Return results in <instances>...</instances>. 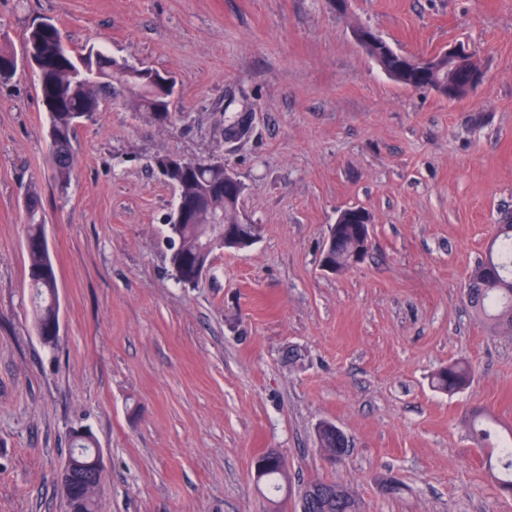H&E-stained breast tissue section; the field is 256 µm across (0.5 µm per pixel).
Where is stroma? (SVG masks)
Returning a JSON list of instances; mask_svg holds the SVG:
<instances>
[{"mask_svg": "<svg viewBox=\"0 0 512 512\" xmlns=\"http://www.w3.org/2000/svg\"><path fill=\"white\" fill-rule=\"evenodd\" d=\"M45 19L175 87L166 123L102 100L62 189L36 74L0 83V512H67L56 475L75 427L103 457L97 512H265L253 461L269 448L288 462L283 512L329 475L364 512H512L467 423L480 406L512 427V336L465 297L512 215V0H0V47L22 54ZM359 26L410 54L469 44L485 80L456 101L404 87ZM234 115L247 131L228 141ZM166 155L223 159L258 227L192 288L165 247ZM31 186L59 289L52 350L26 288ZM348 207L372 246L329 274L323 240ZM454 361L472 383L437 390ZM324 420L350 440L336 469Z\"/></svg>", "mask_w": 512, "mask_h": 512, "instance_id": "35a3bbf8", "label": "stroma"}]
</instances>
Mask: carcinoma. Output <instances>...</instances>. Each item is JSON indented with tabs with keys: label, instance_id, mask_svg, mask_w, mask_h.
Instances as JSON below:
<instances>
[{
	"label": "carcinoma",
	"instance_id": "cac0c4a2",
	"mask_svg": "<svg viewBox=\"0 0 512 512\" xmlns=\"http://www.w3.org/2000/svg\"><path fill=\"white\" fill-rule=\"evenodd\" d=\"M33 44L39 61V92L48 111L50 128L59 136L58 146L52 154L54 179L62 189L70 182L73 171L72 139L76 126L97 117L103 98L116 103L129 101L143 112H150L159 121L170 117L171 95L155 96L134 85L121 90L123 76L112 74L105 83L93 75L81 76L79 72L97 58L100 70H113L114 59L97 52L74 56L63 46V36L58 27H31L25 44ZM365 52L380 68L398 83L415 89L429 85H442L448 81V59L440 56L436 69L424 72L413 68L404 70L409 55L391 47L382 38L367 44ZM177 188L176 203L183 206L185 218L181 224L168 225L169 239L176 241L178 250L171 251L169 265L178 272L176 281L185 284L193 275L195 262L201 256V248L209 227L213 224H235L238 221L240 198L224 195V168L210 165L205 160H188L180 179L168 177ZM28 230L25 253L28 269V285L32 295L33 315L38 335L48 347L57 343V335L50 319L52 301L56 299L57 275L52 262L44 225L39 220L40 201L36 192L28 193L25 200ZM356 224H341L337 228L340 245L330 258L339 266L348 262V249L357 239ZM512 223L499 224L490 243V256L482 258L468 277L466 295L470 307L491 322L493 330L512 335ZM471 378V367L460 362L448 364L434 377L435 387L447 392L462 389ZM496 456L502 477L499 488H512V433L489 445ZM279 453L275 450L259 456L263 475L257 481L267 490L265 497L277 512L278 493L288 485V477L279 468ZM305 504L298 505L302 512H358L360 501L349 487L335 478H316L310 481Z\"/></svg>",
	"mask_w": 512,
	"mask_h": 512
}]
</instances>
